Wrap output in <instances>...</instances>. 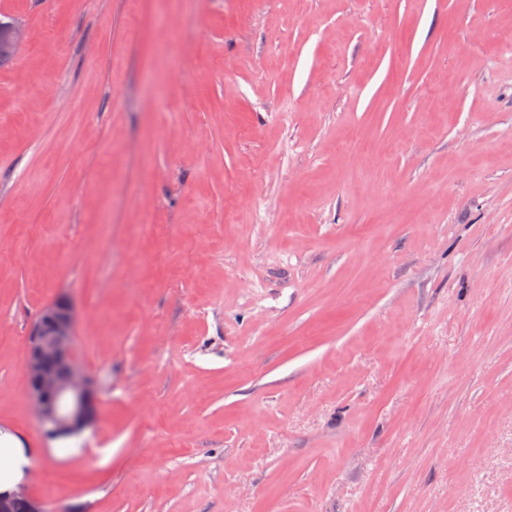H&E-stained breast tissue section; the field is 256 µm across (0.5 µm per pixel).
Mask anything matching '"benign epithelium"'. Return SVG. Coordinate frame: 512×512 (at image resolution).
<instances>
[{"label": "benign epithelium", "instance_id": "obj_1", "mask_svg": "<svg viewBox=\"0 0 512 512\" xmlns=\"http://www.w3.org/2000/svg\"><path fill=\"white\" fill-rule=\"evenodd\" d=\"M26 41L24 29L0 22V54L14 56ZM78 311L70 298L57 296L40 312L26 342L24 377L32 410L44 434L65 437L96 424L99 415L94 382L78 366L75 327ZM43 512L41 503L20 483L0 492V512Z\"/></svg>", "mask_w": 512, "mask_h": 512}]
</instances>
